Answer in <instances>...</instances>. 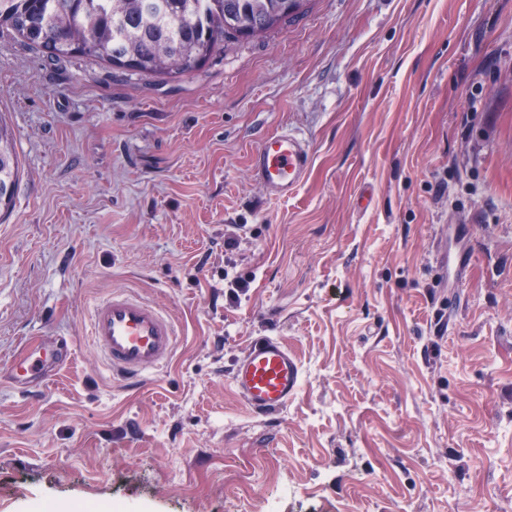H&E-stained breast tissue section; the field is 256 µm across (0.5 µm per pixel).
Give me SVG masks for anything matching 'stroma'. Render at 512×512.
Instances as JSON below:
<instances>
[{"mask_svg":"<svg viewBox=\"0 0 512 512\" xmlns=\"http://www.w3.org/2000/svg\"><path fill=\"white\" fill-rule=\"evenodd\" d=\"M0 119V373L74 353L0 380V512H512V0H307L176 78L6 30ZM281 128L312 168L275 200ZM118 290L181 331L139 388L87 335ZM264 337L302 371L274 414L231 382ZM18 176L19 162L11 134L0 119V209L9 210L12 207ZM312 162L306 138L290 130L264 135L250 154L254 179L271 199H288L307 180ZM71 356L72 350L66 343L35 342L11 363L8 380L20 389H39Z\"/></svg>","mask_w":512,"mask_h":512,"instance_id":"1","label":"stroma"}]
</instances>
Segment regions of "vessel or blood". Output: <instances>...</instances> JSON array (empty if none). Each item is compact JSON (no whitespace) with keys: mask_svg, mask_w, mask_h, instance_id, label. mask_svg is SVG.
Instances as JSON below:
<instances>
[{"mask_svg":"<svg viewBox=\"0 0 512 512\" xmlns=\"http://www.w3.org/2000/svg\"><path fill=\"white\" fill-rule=\"evenodd\" d=\"M312 162L306 138L290 130L264 135L250 154V169L267 197L285 199L307 180ZM89 336L113 373L126 378L164 368L179 333L174 321L152 303L124 291L112 293L93 308ZM72 350L64 343L35 342L8 370L16 387L38 389L67 364ZM232 383L250 409L274 413L285 406L302 385L295 354L276 338L251 342L235 363Z\"/></svg>","mask_w":512,"mask_h":512,"instance_id":"vessel-or-blood-1","label":"vessel or blood"}]
</instances>
